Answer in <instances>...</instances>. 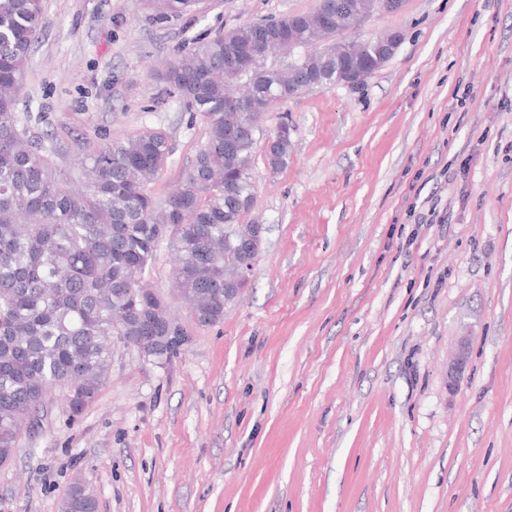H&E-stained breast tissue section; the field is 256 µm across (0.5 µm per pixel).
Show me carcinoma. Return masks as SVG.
I'll list each match as a JSON object with an SVG mask.
<instances>
[{"instance_id":"1","label":"carcinoma","mask_w":512,"mask_h":512,"mask_svg":"<svg viewBox=\"0 0 512 512\" xmlns=\"http://www.w3.org/2000/svg\"><path fill=\"white\" fill-rule=\"evenodd\" d=\"M386 0H320L311 14L232 28L198 40L169 63L165 80L188 112L200 115L206 139L187 177L158 204L148 185L171 153L162 131H144L98 145L77 173L54 162L52 139L36 126L42 116L18 112L26 65L42 29V0H0V462L54 386L73 405L78 387L88 405L108 380L112 337L139 336L145 307L135 302L158 251L167 249L176 285L201 325L224 320L237 294L226 295L224 267L254 264L262 241L243 217L254 206L252 161L265 108L308 91L311 81L339 84L338 74L366 67L372 76L391 56L380 39L358 45L336 40ZM201 0H146L165 17L196 10ZM335 24H317L320 12ZM305 52L283 55L289 35ZM252 57L224 70L237 46ZM291 136L264 145L272 171L288 167ZM160 353L183 346L167 338Z\"/></svg>"}]
</instances>
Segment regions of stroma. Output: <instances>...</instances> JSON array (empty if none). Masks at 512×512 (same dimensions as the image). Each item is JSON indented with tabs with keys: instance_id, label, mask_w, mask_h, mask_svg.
<instances>
[{
	"instance_id": "35a3bbf8",
	"label": "stroma",
	"mask_w": 512,
	"mask_h": 512,
	"mask_svg": "<svg viewBox=\"0 0 512 512\" xmlns=\"http://www.w3.org/2000/svg\"><path fill=\"white\" fill-rule=\"evenodd\" d=\"M319 0H43L20 111L42 113L63 169L104 140L165 132L150 194L206 138L162 78L193 40ZM400 33L357 87L274 103L288 168L253 164L264 225L247 286L199 324L167 250L145 274L187 338L159 367L112 342L96 399L48 392L0 463L6 512H512V0H403L348 38ZM468 342L448 385V362ZM146 4L165 17H179L196 10L201 0H146Z\"/></svg>"
}]
</instances>
